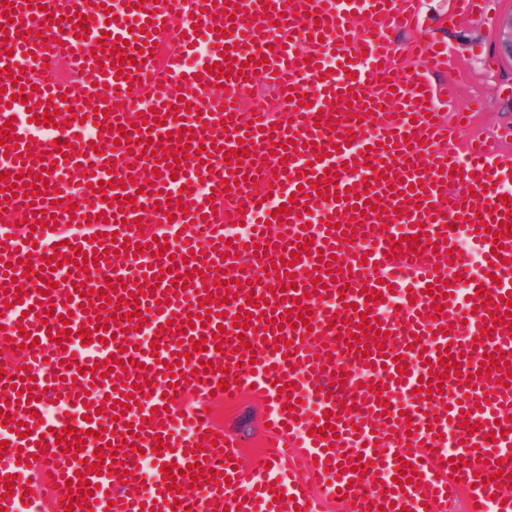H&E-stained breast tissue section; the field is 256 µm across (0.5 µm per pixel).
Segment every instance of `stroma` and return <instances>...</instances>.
Masks as SVG:
<instances>
[{"mask_svg":"<svg viewBox=\"0 0 512 512\" xmlns=\"http://www.w3.org/2000/svg\"><path fill=\"white\" fill-rule=\"evenodd\" d=\"M512 10V0H484L468 16L457 14L456 0H422L421 23L412 31L394 33L401 61H408L413 41L442 40L465 72L464 96L484 99L477 132L490 133L512 127V61L494 47V24Z\"/></svg>","mask_w":512,"mask_h":512,"instance_id":"1","label":"stroma"}]
</instances>
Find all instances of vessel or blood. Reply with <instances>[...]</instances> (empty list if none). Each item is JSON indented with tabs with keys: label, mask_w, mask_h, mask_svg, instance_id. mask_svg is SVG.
Masks as SVG:
<instances>
[{
	"label": "vessel or blood",
	"mask_w": 512,
	"mask_h": 512,
	"mask_svg": "<svg viewBox=\"0 0 512 512\" xmlns=\"http://www.w3.org/2000/svg\"><path fill=\"white\" fill-rule=\"evenodd\" d=\"M111 4H0V512H445L458 490L467 512H512V365L490 366L512 354V129L457 142L443 47L398 72L387 31L416 27L419 0ZM259 81L284 120L242 113ZM111 300L98 330L83 306ZM244 397L265 439L249 458L214 414ZM54 402L67 417L46 419ZM105 429L95 470L101 440L73 447ZM150 461L176 480L146 479Z\"/></svg>",
	"instance_id": "vessel-or-blood-1"
}]
</instances>
